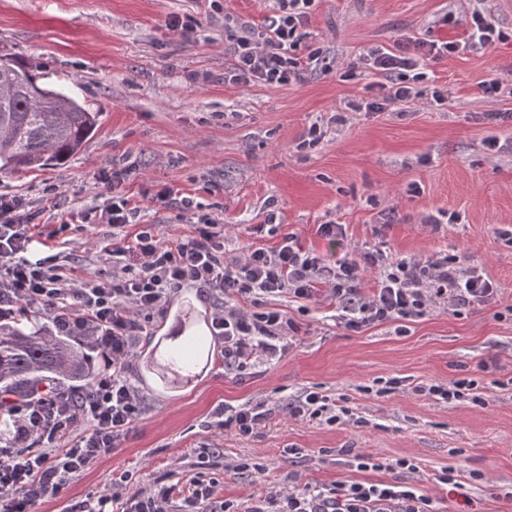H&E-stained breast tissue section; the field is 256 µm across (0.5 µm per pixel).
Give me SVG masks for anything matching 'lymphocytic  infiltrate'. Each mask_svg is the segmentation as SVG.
Returning a JSON list of instances; mask_svg holds the SVG:
<instances>
[{"label":"lymphocytic infiltrate","mask_w":512,"mask_h":512,"mask_svg":"<svg viewBox=\"0 0 512 512\" xmlns=\"http://www.w3.org/2000/svg\"><path fill=\"white\" fill-rule=\"evenodd\" d=\"M313 2L272 0L273 14L261 30L225 19L234 56L233 66L224 73L225 82L279 87L300 81L316 58L312 52L298 53ZM503 38L490 13L476 9L463 40H423L411 51L371 48L361 58L362 69L382 75L383 80L376 95L360 108L396 110L421 97L415 72L425 60L478 51ZM126 176L123 168L106 176L112 197L99 214L100 223L112 228L136 227L133 238L113 245L125 262L111 275L79 288L58 274L57 255L31 256L27 204L21 196L0 193V313L16 306L42 305L56 332L89 340L103 359L87 393L51 386L35 397L12 402L11 442L0 447V512H34L47 495L62 493L131 429L141 415V400L125 377L126 363L145 329L144 319L180 288H205L216 299L212 326L224 345V364L229 368L282 358L284 339L299 327L268 301L286 294L312 301L329 292L340 309L337 326L350 332L410 321L441 303L457 314L466 307L497 302L495 283L457 254L415 259L362 250L355 258L330 262L303 249L296 236L287 233L273 249L250 248L230 256L224 248L223 224L205 214L199 216L194 234L162 240L151 226H139V206L121 192ZM369 273L375 276V286L366 291L362 283ZM414 391L447 403L465 397L478 405L485 402L480 381L472 377L423 383ZM291 413L328 424L344 423L353 416L344 399L333 401L316 391L304 392ZM266 419V412L250 404L221 407L214 413L215 427L234 428L243 438L252 436ZM82 422L90 429L76 434ZM214 493L213 485L196 479L173 483L155 496H129L116 490L98 498L88 512H168L167 503L175 499L181 500L183 512H198ZM249 512H432V500L417 484L403 479L339 481L328 487L292 486L256 501Z\"/></svg>","instance_id":"1"}]
</instances>
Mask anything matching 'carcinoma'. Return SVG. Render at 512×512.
Returning a JSON list of instances; mask_svg holds the SVG:
<instances>
[{"label": "carcinoma", "instance_id": "carcinoma-1", "mask_svg": "<svg viewBox=\"0 0 512 512\" xmlns=\"http://www.w3.org/2000/svg\"><path fill=\"white\" fill-rule=\"evenodd\" d=\"M101 116L64 89L39 83L19 58L0 56L1 173L65 164L96 131ZM96 358L86 341L30 321L23 309L0 318V405L46 380H65L70 389L84 393L97 374ZM155 366L183 380L198 363L176 344L166 347L160 359H146V368Z\"/></svg>", "mask_w": 512, "mask_h": 512}]
</instances>
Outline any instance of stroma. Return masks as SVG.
Returning <instances> with one entry per match:
<instances>
[{
    "label": "stroma",
    "mask_w": 512,
    "mask_h": 512,
    "mask_svg": "<svg viewBox=\"0 0 512 512\" xmlns=\"http://www.w3.org/2000/svg\"><path fill=\"white\" fill-rule=\"evenodd\" d=\"M0 0V55L14 54L66 87L101 124L83 149L61 167L0 173V192L23 196L34 214L35 250L58 255L61 274L80 284L112 270L104 247L112 229L96 216L110 194L101 180L113 162L132 166L123 187L141 209L143 224L162 237L193 234L190 215L177 207L189 197L201 213L227 226V254L275 248L294 234L328 261L369 246L403 256L462 253L512 304V150L492 153L486 137L512 138V121L484 120L512 111V98H487L483 80H512V0H483L505 38L476 52L426 62L425 85H440L448 102L414 100L395 112L351 111L364 96L360 57L371 47L417 40L464 38L474 0H316L299 52L317 51L303 81L283 87L225 83L232 58L224 39L231 17L263 28L269 0ZM196 19L190 31L170 30L171 18ZM345 123H336V114ZM324 133L305 150L298 144L311 125ZM174 200L157 202L161 188ZM444 214L437 225L427 216ZM454 222H447V215ZM345 225L329 243L318 233L327 222ZM191 302L213 312L200 289L175 291L146 324L126 378L142 413L115 448L93 462L60 495L45 497L38 512H84L88 502L125 485L150 495L176 481L214 482L217 493L202 512L229 504L247 512L258 498L282 489L287 474L300 484L390 481L392 459H412L404 479L419 484L434 512H512V319L495 308L438 309L407 322L350 332L336 327V301L282 296L274 305L300 331L281 360L224 366V347L210 322L209 351H197L200 376L175 389L145 373L141 360L169 333L172 310ZM498 305V306H499ZM486 405L445 403L412 393L420 383L470 376L479 361ZM399 379L397 390L376 394L377 380ZM345 396L367 419L358 427L329 425L289 415L288 403L305 391ZM263 404L268 419L255 435L213 427L217 406ZM377 469L361 470L354 453ZM245 459L264 473L238 470ZM451 467L459 485L438 477Z\"/></svg>",
    "instance_id": "35a3bbf8"
}]
</instances>
